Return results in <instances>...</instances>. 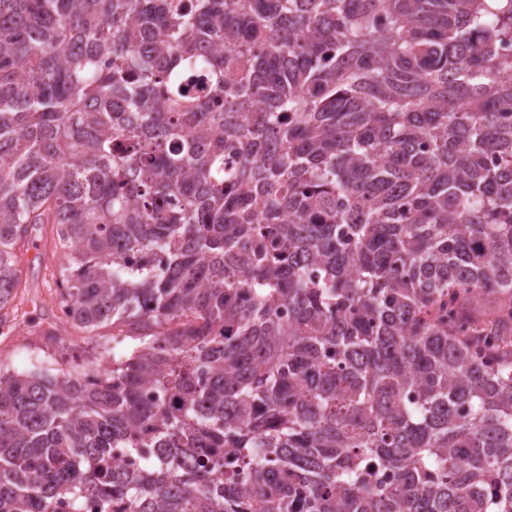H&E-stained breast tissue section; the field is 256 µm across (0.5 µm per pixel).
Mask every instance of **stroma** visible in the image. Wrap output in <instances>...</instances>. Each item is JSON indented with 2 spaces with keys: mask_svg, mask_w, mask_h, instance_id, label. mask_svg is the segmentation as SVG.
<instances>
[{
  "mask_svg": "<svg viewBox=\"0 0 512 512\" xmlns=\"http://www.w3.org/2000/svg\"><path fill=\"white\" fill-rule=\"evenodd\" d=\"M14 254L21 285L0 326V368L26 373L95 362L99 343L111 339L112 329L90 331L60 323L56 281L66 252L58 243L54 225L30 226Z\"/></svg>",
  "mask_w": 512,
  "mask_h": 512,
  "instance_id": "obj_1",
  "label": "stroma"
}]
</instances>
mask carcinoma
Instances as JSON below:
<instances>
[{"mask_svg": "<svg viewBox=\"0 0 512 512\" xmlns=\"http://www.w3.org/2000/svg\"><path fill=\"white\" fill-rule=\"evenodd\" d=\"M506 43L512 0H0V310L55 224L69 320L139 341L0 371V512H512Z\"/></svg>", "mask_w": 512, "mask_h": 512, "instance_id": "cac0c4a2", "label": "carcinoma"}]
</instances>
